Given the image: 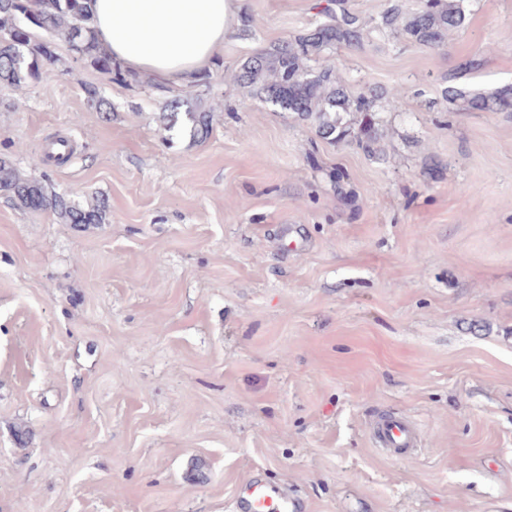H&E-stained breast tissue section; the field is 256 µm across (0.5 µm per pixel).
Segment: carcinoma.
Returning <instances> with one entry per match:
<instances>
[{
    "mask_svg": "<svg viewBox=\"0 0 512 512\" xmlns=\"http://www.w3.org/2000/svg\"><path fill=\"white\" fill-rule=\"evenodd\" d=\"M92 0H0V85L18 87L28 80L47 79L58 61L56 40L90 67L128 82L129 73L112 59L97 40ZM321 19L288 41L277 42L247 57L233 75L246 94L290 112L310 123L316 135L330 142L356 145L371 158L380 157L383 129L379 109L401 107L408 95L402 85L390 89L369 87L353 94L343 76L331 66L314 70L309 62L335 46L362 48L370 29L344 0H316ZM465 0H420L409 8L394 0L375 22L379 32L413 44L436 49L449 35L467 28ZM446 99L460 101L468 111L512 112V84L485 93L464 91L452 84ZM213 109L201 99L165 103L159 120L170 132L194 142L206 140L212 129ZM0 191L20 207L52 211L64 224H102L108 201L94 197L86 204L52 192L35 176L26 175L0 158Z\"/></svg>",
    "mask_w": 512,
    "mask_h": 512,
    "instance_id": "1",
    "label": "carcinoma"
}]
</instances>
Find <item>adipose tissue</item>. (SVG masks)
<instances>
[{
    "instance_id": "ef3b65f1",
    "label": "adipose tissue",
    "mask_w": 512,
    "mask_h": 512,
    "mask_svg": "<svg viewBox=\"0 0 512 512\" xmlns=\"http://www.w3.org/2000/svg\"><path fill=\"white\" fill-rule=\"evenodd\" d=\"M98 38L127 69L189 85L224 49L239 0H94Z\"/></svg>"
}]
</instances>
